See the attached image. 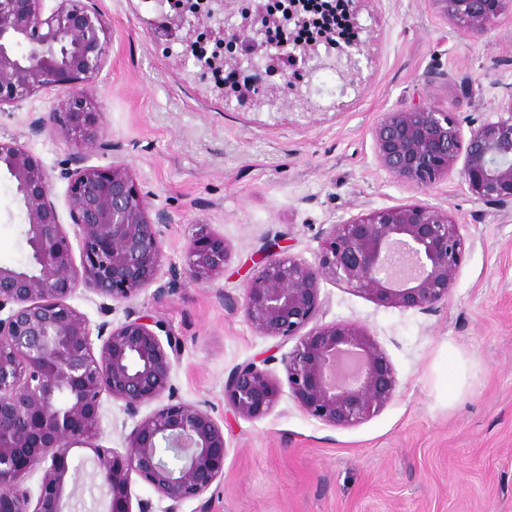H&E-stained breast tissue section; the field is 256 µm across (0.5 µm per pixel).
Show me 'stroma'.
Listing matches in <instances>:
<instances>
[{"label": "stroma", "mask_w": 512, "mask_h": 512, "mask_svg": "<svg viewBox=\"0 0 512 512\" xmlns=\"http://www.w3.org/2000/svg\"><path fill=\"white\" fill-rule=\"evenodd\" d=\"M112 41L96 76L99 127L115 155L62 129L32 134L34 119L66 98L43 89L0 109V139L23 146L52 176L51 198L73 254L81 246L60 175L72 153L94 166L113 158L148 192L165 258L154 281L114 305L113 324L147 312L183 340L171 378L178 400L224 427V475L180 512H512V209L475 200L459 175L426 191L377 163L371 130L382 115L420 98L452 112L462 128L512 105V12L472 42L432 0H362L371 32L360 90L323 95L308 113L251 100L225 102L208 80L188 78L152 34L144 0H96ZM420 202L447 209L466 249L447 302L430 311L393 308L337 282L321 284L318 323L366 326L397 380L394 397L362 422L330 426L305 414L290 392L257 419L235 416L224 381L261 355L285 379L292 343L258 335L225 297L241 298L265 236L315 261L322 233L370 210ZM222 238L223 276L190 281L188 246L200 227ZM25 214L0 175V264L27 261Z\"/></svg>", "instance_id": "1"}]
</instances>
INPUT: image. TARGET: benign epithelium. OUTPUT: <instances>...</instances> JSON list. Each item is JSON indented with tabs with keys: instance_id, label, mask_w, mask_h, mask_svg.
<instances>
[{
	"instance_id": "1",
	"label": "benign epithelium",
	"mask_w": 512,
	"mask_h": 512,
	"mask_svg": "<svg viewBox=\"0 0 512 512\" xmlns=\"http://www.w3.org/2000/svg\"><path fill=\"white\" fill-rule=\"evenodd\" d=\"M0 0V106L18 103L51 84L73 94L54 104L50 120L31 122L32 133L53 131L57 121L75 136L93 134L98 114L93 83L112 37L109 19L95 0ZM292 9L268 13L264 0H195L173 14L162 13L157 29L186 30L182 55L190 57L201 30L231 47L248 44L247 56L266 59L249 68L246 81L224 84L232 96L257 91L256 102L274 107L288 78L281 62L302 61L309 74L331 70L341 90L355 86L358 55L366 40L333 53L342 27L318 40L293 39L277 50L249 31L288 29L292 35L311 17ZM439 11L473 42L481 41L512 0H433ZM376 159L398 181L425 191L451 176L458 161L470 193L497 207L512 204V106L463 133L450 112L421 100L382 113L372 131ZM68 206L78 229L81 263L51 199V175L16 142L0 141V170L9 175L25 212L30 265L0 266V512H70L76 473L71 451L88 448L104 512H132V475L169 501L165 512L203 496L224 475V427L198 405L174 399L171 375L183 346L150 314L128 315L115 326L92 324L66 303L83 284L112 303L137 296L155 279L163 243L149 215L148 196L130 167L116 159L107 168L74 155L66 161ZM466 240L462 225L437 205L411 203L375 209L325 231L310 263L282 254L279 239L258 250L239 309L260 336L298 339L284 358L289 391L306 414L332 426H351L373 414L394 394L396 379L367 328L356 321L312 325L321 309L320 283L334 280L392 307L430 310L448 301L459 275ZM190 278L206 282L224 275L230 260L224 241L203 229L188 248ZM102 341L94 352L92 336ZM251 360L234 367L224 382V403L245 419L257 418L279 401V380ZM124 403L134 420L124 451L101 444L103 396ZM157 404L139 416L142 407ZM173 453L174 462L164 459ZM42 467L39 492L27 475Z\"/></svg>"
}]
</instances>
